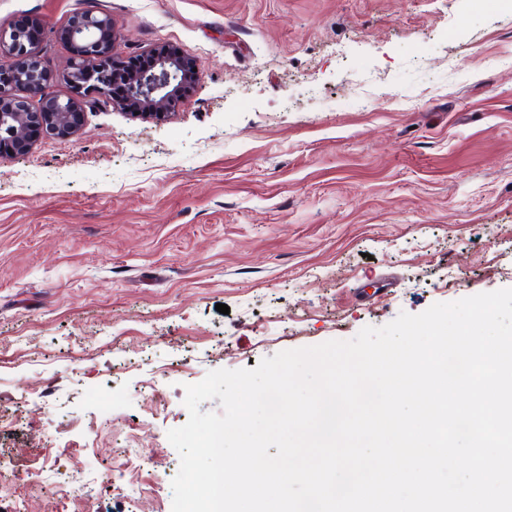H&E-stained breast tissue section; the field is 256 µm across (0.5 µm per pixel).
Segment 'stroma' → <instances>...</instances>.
I'll return each instance as SVG.
<instances>
[{"label":"stroma","mask_w":512,"mask_h":512,"mask_svg":"<svg viewBox=\"0 0 512 512\" xmlns=\"http://www.w3.org/2000/svg\"><path fill=\"white\" fill-rule=\"evenodd\" d=\"M86 10L124 55L198 67L165 117L90 105L77 136L0 155V505L172 512L186 385L512 288V15L0 0V30L43 22L63 94L57 31Z\"/></svg>","instance_id":"35a3bbf8"}]
</instances>
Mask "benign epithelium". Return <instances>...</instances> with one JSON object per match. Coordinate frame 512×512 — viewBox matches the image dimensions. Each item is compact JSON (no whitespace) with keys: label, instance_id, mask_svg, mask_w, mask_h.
Here are the masks:
<instances>
[{"label":"benign epithelium","instance_id":"obj_1","mask_svg":"<svg viewBox=\"0 0 512 512\" xmlns=\"http://www.w3.org/2000/svg\"><path fill=\"white\" fill-rule=\"evenodd\" d=\"M58 35L75 48L63 96L47 91L50 75L33 32L0 30V155L24 153L41 137L77 135L90 97L141 119L164 117L195 75V62L170 44L133 59L118 53L123 33L107 13H76Z\"/></svg>","mask_w":512,"mask_h":512}]
</instances>
